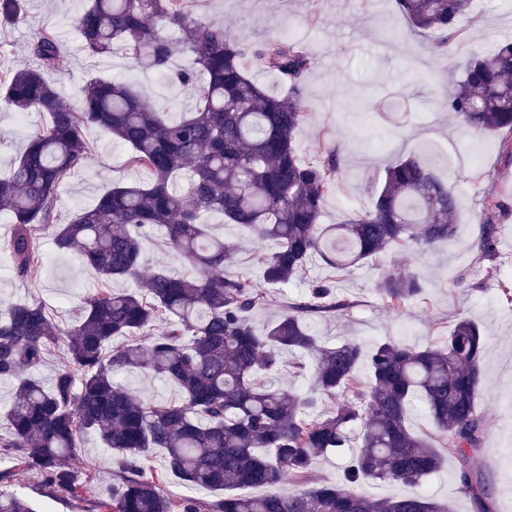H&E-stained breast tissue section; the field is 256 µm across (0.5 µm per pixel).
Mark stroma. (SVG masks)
Returning <instances> with one entry per match:
<instances>
[{"label": "stroma", "instance_id": "obj_1", "mask_svg": "<svg viewBox=\"0 0 512 512\" xmlns=\"http://www.w3.org/2000/svg\"><path fill=\"white\" fill-rule=\"evenodd\" d=\"M83 5V0H28L26 13L14 25L0 28V74L31 65L22 47L47 27L55 30L69 54L66 74L52 78L66 100L75 101L90 77L102 76L127 79L141 93L164 98L171 116L194 108L189 88L156 86L151 74L136 70L124 56L91 55L73 22ZM192 12L202 23L224 24L249 45L273 33H288L307 49L312 66L306 92L313 110L299 135L300 154L308 159L331 145L344 160L338 189L325 203L324 223L339 222L365 209L370 183L382 179L388 164L420 152L427 143H437L456 158L454 168H436L458 195L454 240L426 254L391 250L347 273L313 259L304 278L267 289L250 318L256 330H264L290 300L304 296L316 282L330 281L337 296L349 299L351 306L312 318L314 333L328 346L349 338L367 348L389 339L424 346L446 338L460 317L475 320L487 342L483 390L477 401L486 435L472 452L469 467L490 484L494 512H512V304L501 302L495 288L479 287L484 263L475 247L482 226L496 225L497 263L502 276L512 281V154L501 148L502 143L512 142V131L474 137L458 125L441 100L444 84L460 77L472 54L512 36V14L504 0H474L460 22L461 36L443 55L434 53L432 35L407 32L393 0H193ZM387 27L405 31V38L385 41L382 32ZM46 122L39 112L18 119L0 102L1 175L9 172L27 140ZM88 146L86 168L71 175L61 188L60 223L69 222L76 210L93 206L113 183L142 184L149 179L145 171L127 165V147L111 137L89 133ZM488 198L496 201V208H486ZM205 221L213 233L236 244L231 273L261 281L258 258L272 250V243H258L247 228L223 223L217 215L206 216ZM41 249L43 269L36 277L23 279L15 275L0 248V304L41 302L64 327L80 317L97 276L77 256L57 249L53 231L42 234ZM398 270L414 272L421 292L395 312L386 306L378 286L384 275ZM114 380L146 400L179 395L174 384L138 371L119 372ZM444 459L442 470L428 477L420 492L448 512H478L473 499L460 491L458 460L450 453ZM70 463L91 473L79 497L57 491L32 471L17 472L7 488L29 500L37 512H100L116 479L111 452L88 434L82 439L81 454Z\"/></svg>", "mask_w": 512, "mask_h": 512}]
</instances>
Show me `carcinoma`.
Segmentation results:
<instances>
[{"label":"carcinoma","instance_id":"obj_1","mask_svg":"<svg viewBox=\"0 0 512 512\" xmlns=\"http://www.w3.org/2000/svg\"><path fill=\"white\" fill-rule=\"evenodd\" d=\"M27 0H0V27L26 12ZM190 0H87L74 19L86 47L100 56L122 52L143 72L188 86L195 108L168 117L161 100L139 96L121 79L90 78L76 102L63 99L46 74H63L69 57L53 33L39 32L25 46L37 65L0 75V99L17 112H40L48 124L30 139L10 175L0 177V213L9 217L5 249L15 274L43 267L40 234L56 225L59 250L76 254L98 275V287L82 314L64 329L45 305L22 302L0 312V382L12 385L5 415L10 465L0 467V512H36L26 499L3 489L17 468L36 471L66 494H78L88 475L68 465L88 433L117 459L112 495L101 512H445L432 498L413 492L401 498L368 495L364 482H401L411 487L438 472L444 458L407 425L410 411H427L435 434L461 463V490L486 505L490 489L468 469L485 424L476 404L482 390L479 325L459 319L443 344L423 347L386 340L364 354L347 339L323 345L307 322L312 313L332 314L351 302L320 283L288 303L264 331L249 313L261 304L260 288L227 273L236 248L214 237L202 214L250 227L276 249L260 257L265 285L275 288L304 274L318 257L346 271L395 246L426 253L451 240L458 201L422 156L398 159L371 190L368 208L340 224H323L328 196L336 191L342 159L326 147L305 160L298 136L310 112L305 81L309 54L286 34L256 46L243 45L222 25L202 26L187 9ZM410 30L441 35L445 50L471 0H395ZM180 33L172 38L167 30ZM253 56L286 88L267 90L243 66ZM445 107L467 132L512 130V40L474 54L463 75L442 94ZM98 130L129 149L128 163L146 169V184L114 183L94 206L57 223L59 188L82 170L87 134ZM188 169L186 190L175 179ZM164 233L166 246L192 273L164 268L142 274L141 235ZM497 231L483 225L477 242L492 265L484 283L512 304V285L501 280ZM139 281L118 292L112 282ZM380 294L398 311L418 295L412 272L385 277ZM164 333L151 334L156 323ZM52 347L64 364L52 386L34 372ZM286 351L311 360L312 384L298 391L275 383ZM366 363L369 381L354 383ZM137 370L176 384L175 400L145 401L118 386L113 374ZM336 401L334 412L315 413L319 401ZM359 443L334 483L313 481L311 465ZM163 453L165 470L193 489L215 493L200 503L174 497L159 477L146 472L151 453ZM288 481L307 488L283 495L272 488ZM266 487L250 496L241 490Z\"/></svg>","mask_w":512,"mask_h":512}]
</instances>
